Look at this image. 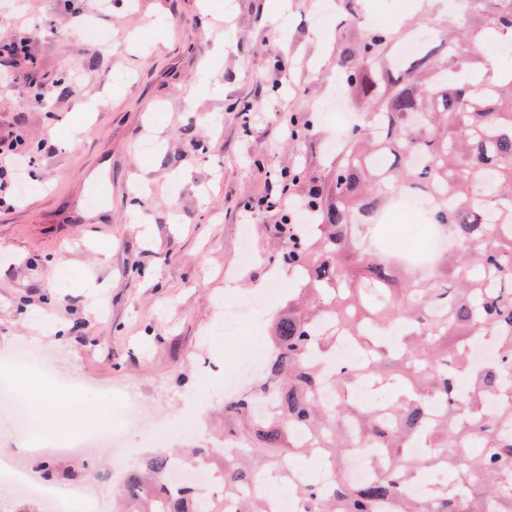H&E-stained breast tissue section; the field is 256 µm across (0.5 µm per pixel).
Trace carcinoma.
<instances>
[{
	"label": "carcinoma",
	"instance_id": "carcinoma-1",
	"mask_svg": "<svg viewBox=\"0 0 512 512\" xmlns=\"http://www.w3.org/2000/svg\"><path fill=\"white\" fill-rule=\"evenodd\" d=\"M464 30L435 52L417 53L404 76L385 79L381 63L392 40L368 32L343 72L350 96L365 109V126L343 139L326 187L307 200L316 223L274 224L281 259L305 274L288 311L272 319L269 355L259 388L224 400L231 448L163 449L128 473L122 494L132 512H195L194 493L174 494L165 481L169 458L198 459L224 472L222 500L236 512H271L249 487L275 484L282 461L323 452L338 472L324 488L312 480L294 489L312 512H512V70L480 76L473 65L494 31L512 29V0H468ZM429 201V223L448 230L454 249L428 279L393 287L394 266L370 245L364 226L394 194ZM361 271L351 279L346 263ZM397 345L392 354L396 400L366 404L353 393L367 381L383 384L385 349L379 328ZM488 342L480 364L470 349ZM354 344L355 365L336 364V351ZM338 396L318 399L323 384ZM267 397L266 415L253 409ZM445 407L438 415L429 400ZM314 443L299 447L293 428ZM434 448L431 466L447 473L424 500L406 495L413 475L412 445ZM479 449L446 456L439 448ZM351 448L381 455L377 476L350 481L342 457Z\"/></svg>",
	"mask_w": 512,
	"mask_h": 512
}]
</instances>
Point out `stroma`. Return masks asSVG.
I'll list each match as a JSON object with an SVG mask.
<instances>
[{"label":"stroma","instance_id":"stroma-1","mask_svg":"<svg viewBox=\"0 0 512 512\" xmlns=\"http://www.w3.org/2000/svg\"><path fill=\"white\" fill-rule=\"evenodd\" d=\"M417 13L414 0H112L105 11L98 0H0V41L31 38L29 56L0 57L15 78L0 86V137L22 130L37 159L25 185L8 183L13 203L0 205V357L41 352L102 401L89 422L122 425L131 444L142 426L186 412L203 363L246 358L249 337L267 333L262 319L209 343L219 300L274 288L281 308L294 294L266 232L280 212L256 211L246 228L241 206L288 171L327 175L328 143L362 116L344 99L339 41L398 31ZM78 69L80 92L29 102V83ZM292 117L312 120L314 136L291 141ZM247 243L257 261L225 282ZM41 418L22 440L0 410V457L33 469L37 448L67 432L50 410ZM149 454L92 445L53 463L119 512L110 473Z\"/></svg>","mask_w":512,"mask_h":512}]
</instances>
